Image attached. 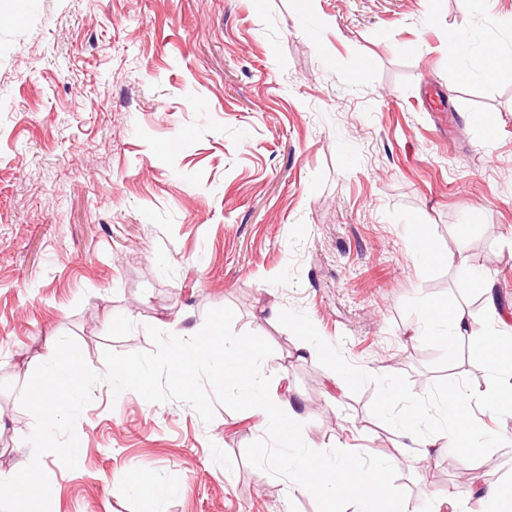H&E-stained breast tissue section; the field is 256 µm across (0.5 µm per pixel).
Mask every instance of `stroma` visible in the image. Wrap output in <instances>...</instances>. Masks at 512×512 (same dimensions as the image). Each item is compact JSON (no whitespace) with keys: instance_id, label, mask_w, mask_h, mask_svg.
Instances as JSON below:
<instances>
[{"instance_id":"stroma-1","label":"stroma","mask_w":512,"mask_h":512,"mask_svg":"<svg viewBox=\"0 0 512 512\" xmlns=\"http://www.w3.org/2000/svg\"><path fill=\"white\" fill-rule=\"evenodd\" d=\"M492 46L512 57V0H0V470L32 457L20 393L59 338L97 371L227 306L273 348L291 448L248 412L206 424L102 381L77 468L42 458L51 512H330L265 463L300 448L393 460L409 506L482 512L478 489L512 480V413L475 408L497 445L466 473L421 466L418 441L449 386L491 380L426 308L512 336V82L471 72ZM421 229L445 261H414Z\"/></svg>"}]
</instances>
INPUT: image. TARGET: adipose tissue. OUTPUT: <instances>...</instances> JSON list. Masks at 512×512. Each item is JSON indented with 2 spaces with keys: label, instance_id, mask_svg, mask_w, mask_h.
Segmentation results:
<instances>
[{
  "label": "adipose tissue",
  "instance_id": "adipose-tissue-1",
  "mask_svg": "<svg viewBox=\"0 0 512 512\" xmlns=\"http://www.w3.org/2000/svg\"><path fill=\"white\" fill-rule=\"evenodd\" d=\"M425 317L431 322L447 324L445 338L448 343H467L489 366L494 381L478 396L485 410L496 413L512 406V347L493 334L473 332L461 307L442 302L428 308ZM470 400L471 396L465 389L458 386L449 388L444 402L455 428L449 433L437 432L428 441L429 447L447 455L450 464L465 469L470 468L471 463L461 450L473 444L478 437L477 432L459 426L469 411ZM391 466L388 460L366 467L339 464L311 451L301 456L290 472L287 492L333 498L349 496L370 507L383 506L384 512H407L406 503L387 490L385 478Z\"/></svg>",
  "mask_w": 512,
  "mask_h": 512
}]
</instances>
